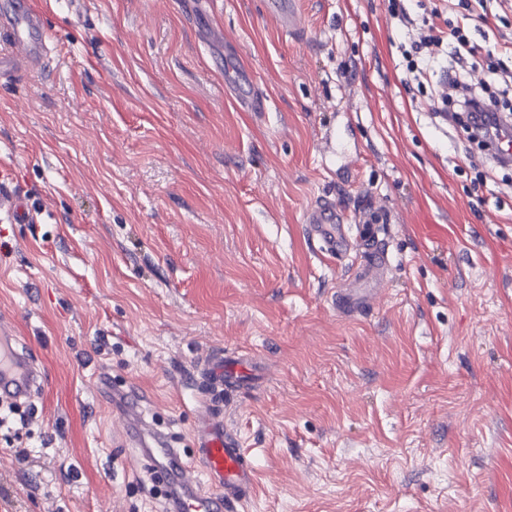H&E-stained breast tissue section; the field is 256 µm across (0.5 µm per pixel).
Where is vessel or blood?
I'll return each instance as SVG.
<instances>
[{"label": "vessel or blood", "instance_id": "b4317fda", "mask_svg": "<svg viewBox=\"0 0 512 512\" xmlns=\"http://www.w3.org/2000/svg\"><path fill=\"white\" fill-rule=\"evenodd\" d=\"M267 11L291 32L302 29L296 0H267ZM0 42L11 48L9 70L27 71L43 61L49 41L37 13L20 10L0 27ZM350 218L336 203L321 198L305 211L309 240L329 258L349 255L354 244L363 247L354 280L336 293L338 312L357 315L370 310L390 267L389 250L373 225L364 224L357 236L348 235ZM16 339L0 331V394L29 397L40 386L41 373L33 355L15 348ZM255 374L246 357L221 349L209 351L193 370L199 385L196 417L191 430L192 452L170 447L165 433L147 422L141 400L133 390L113 389V398L127 402L126 419L137 433L130 442L136 460L149 467L163 487L166 512H244L255 493L256 469L233 426L224 418L223 399L244 392Z\"/></svg>", "mask_w": 512, "mask_h": 512}]
</instances>
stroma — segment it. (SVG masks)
Returning a JSON list of instances; mask_svg holds the SVG:
<instances>
[{
  "label": "stroma",
  "instance_id": "1",
  "mask_svg": "<svg viewBox=\"0 0 512 512\" xmlns=\"http://www.w3.org/2000/svg\"><path fill=\"white\" fill-rule=\"evenodd\" d=\"M53 50L0 74V327L44 373L0 427V512H158L102 378L188 447V378L215 347L264 380L228 418L258 472L246 512H512V168L405 86L387 0H34ZM486 79L512 36L467 32ZM254 75L242 111L227 68ZM348 78H341V68ZM390 222L374 309L332 303L351 258L304 232L318 197ZM26 460H19V450ZM267 12L278 24L296 33L302 29V17L296 0H268Z\"/></svg>",
  "mask_w": 512,
  "mask_h": 512
}]
</instances>
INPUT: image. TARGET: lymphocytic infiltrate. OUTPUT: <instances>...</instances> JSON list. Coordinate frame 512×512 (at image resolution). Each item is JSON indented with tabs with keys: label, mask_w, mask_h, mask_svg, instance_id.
Masks as SVG:
<instances>
[{
	"label": "lymphocytic infiltrate",
	"mask_w": 512,
	"mask_h": 512,
	"mask_svg": "<svg viewBox=\"0 0 512 512\" xmlns=\"http://www.w3.org/2000/svg\"><path fill=\"white\" fill-rule=\"evenodd\" d=\"M388 4L410 43L403 53L409 80L434 87L428 101L431 114L443 117L451 110L465 114L469 139L481 148L502 139L512 144V108L474 88L461 66L469 52L465 23H458L448 34L431 18L399 6L398 0H388Z\"/></svg>",
	"instance_id": "f902f5d3"
}]
</instances>
